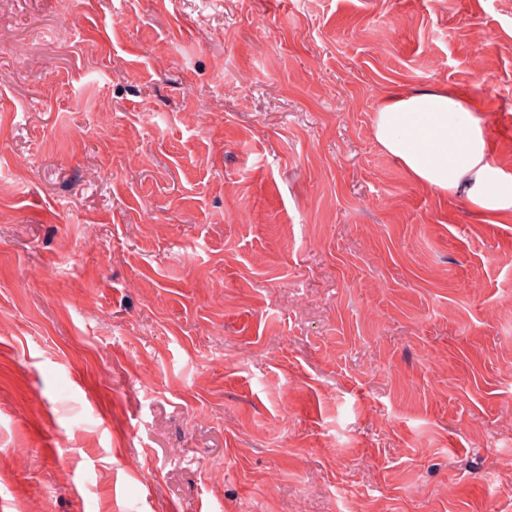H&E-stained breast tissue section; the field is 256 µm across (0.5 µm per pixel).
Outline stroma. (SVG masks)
Returning a JSON list of instances; mask_svg holds the SVG:
<instances>
[{"mask_svg": "<svg viewBox=\"0 0 512 512\" xmlns=\"http://www.w3.org/2000/svg\"><path fill=\"white\" fill-rule=\"evenodd\" d=\"M441 87L512 169V0H0L5 512H512V222L372 131Z\"/></svg>", "mask_w": 512, "mask_h": 512, "instance_id": "stroma-1", "label": "stroma"}]
</instances>
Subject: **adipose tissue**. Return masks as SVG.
I'll use <instances>...</instances> for the list:
<instances>
[{
  "mask_svg": "<svg viewBox=\"0 0 512 512\" xmlns=\"http://www.w3.org/2000/svg\"><path fill=\"white\" fill-rule=\"evenodd\" d=\"M373 134L415 181L448 196L465 193L485 222L512 217V170L494 153L471 96L446 88L392 92L375 114Z\"/></svg>",
  "mask_w": 512,
  "mask_h": 512,
  "instance_id": "adipose-tissue-1",
  "label": "adipose tissue"
}]
</instances>
